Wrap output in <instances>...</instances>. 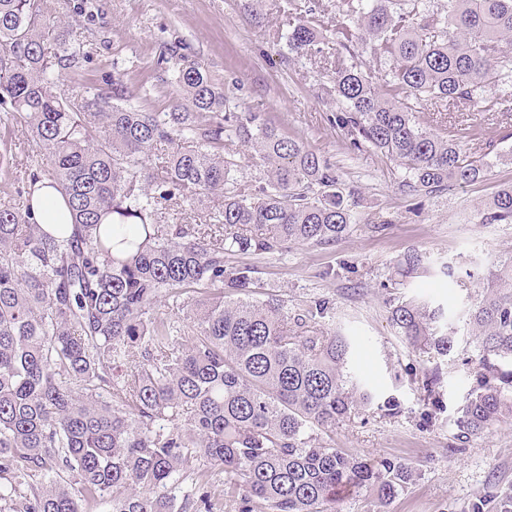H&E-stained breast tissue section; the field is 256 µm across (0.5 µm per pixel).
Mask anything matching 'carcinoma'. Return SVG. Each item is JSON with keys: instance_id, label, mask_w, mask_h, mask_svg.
<instances>
[{"instance_id": "carcinoma-1", "label": "carcinoma", "mask_w": 512, "mask_h": 512, "mask_svg": "<svg viewBox=\"0 0 512 512\" xmlns=\"http://www.w3.org/2000/svg\"><path fill=\"white\" fill-rule=\"evenodd\" d=\"M349 51L370 45L390 63L381 93L358 63L336 60L341 103L331 121L405 170L400 187L430 197L487 178L492 163L423 128L410 101L471 102L500 91L487 112H512V0H344ZM307 7L288 34L297 55L323 52ZM54 42L56 52L47 51ZM91 57L41 0H0V108L39 155L19 168L0 135V179L22 205L0 203V512H216L224 499H256L270 512H331L344 492L365 491L378 512L416 477L401 460L374 464L333 443L336 425L373 403L348 371L349 338L315 328L322 300L294 313L257 300L256 266L224 255H273L290 244L332 246L356 228V190L303 141L256 112L226 109L224 85L201 64L172 55L180 98L164 112L130 103L119 76L69 73ZM252 149L264 177L240 175L224 133ZM161 162L147 167L152 155ZM65 196L71 224L46 231L32 217L39 186ZM222 201L212 232L165 223L172 204ZM483 224H512V182ZM409 249L395 275L426 268ZM199 299L190 303L183 295ZM186 311L178 324L156 307ZM395 333L426 359L450 355L456 337L427 300L390 305ZM478 347L474 384L457 419L468 439L512 419V265L489 272L469 314ZM126 368L121 381L114 370ZM230 481L219 490L211 469ZM52 471L42 485L32 473Z\"/></svg>"}]
</instances>
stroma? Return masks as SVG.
Masks as SVG:
<instances>
[{
  "instance_id": "stroma-1",
  "label": "stroma",
  "mask_w": 512,
  "mask_h": 512,
  "mask_svg": "<svg viewBox=\"0 0 512 512\" xmlns=\"http://www.w3.org/2000/svg\"><path fill=\"white\" fill-rule=\"evenodd\" d=\"M305 0H260L262 25L249 23L238 0H42L44 17L68 24L91 55L73 83L120 74L134 104L163 110L178 93L164 55L176 52L205 65L223 84L234 112H256L286 136L304 141L336 165L358 192L360 224L333 246L293 245L254 256L264 292L289 310L330 299L322 328L342 330L352 343L348 369L374 394L376 405L337 426V447L370 461L403 460L418 476L388 512H512V422L461 439L454 421L472 387L477 350L468 315L491 269L512 262V224L481 223L492 194L512 181V113L474 104L445 113L419 110L422 127L458 137L479 158L496 152L487 180L431 197L401 191L402 168L371 147L353 149L331 123L339 103L331 80L342 40L340 0H315L328 27L331 54L296 56L286 37ZM426 253V272L411 286L394 283L397 261L408 249ZM451 266L453 276L442 272ZM421 295L442 305L458 345L438 366L439 403L422 381L429 362L396 336L389 304ZM395 398L398 412L379 406Z\"/></svg>"
}]
</instances>
